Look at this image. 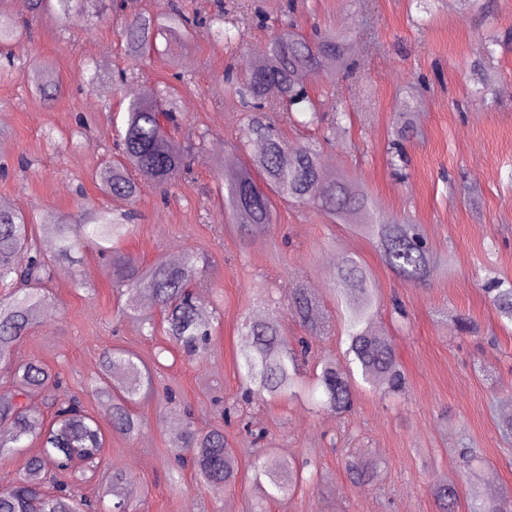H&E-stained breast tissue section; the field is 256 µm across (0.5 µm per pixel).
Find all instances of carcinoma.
I'll use <instances>...</instances> for the list:
<instances>
[{
  "mask_svg": "<svg viewBox=\"0 0 512 512\" xmlns=\"http://www.w3.org/2000/svg\"><path fill=\"white\" fill-rule=\"evenodd\" d=\"M34 17L46 16L67 31L91 19L105 20L108 12L123 16L118 31L126 56L131 59L159 51L157 40L187 41L205 27L214 40L231 39V28L241 21L216 0L209 13L200 12L193 0H167L155 10L125 11L123 0H29ZM23 38V29L11 13L8 0H0V82L13 77V47ZM355 45L341 30L305 33L294 22L282 24L273 32L265 53L242 56L224 70L245 122L240 140L257 141L262 148L233 163L217 174L224 221L238 226L246 235L259 233L274 223L277 200L312 207L338 224H351L378 250L383 263L397 275L411 281L425 279L432 252L413 224L388 221L374 216L376 204L370 193L351 177L325 172L320 144L291 142L285 130L266 119L265 109L278 112L289 127L320 126L323 140L336 138L341 110L325 122V100L303 81L305 76L322 73H349L354 64ZM31 85L43 99L51 101L61 86L46 63L34 67ZM179 93L170 86L145 89L131 98L125 108L121 129L117 130L115 153L96 172L101 193L116 202L113 207H90L82 223L71 224L60 217L37 219L25 213L0 207V287L21 284L0 299V365L11 370L13 390L0 395V457H9L32 443L38 452L28 459L26 473L7 481L0 491V512H137V506L123 497L127 475L112 473V489H104L96 501L77 495L74 487L60 483L46 487L52 468L68 470L76 460L87 464L100 461L105 436L99 424L83 410L79 397L59 398L62 382L35 362L15 360L16 347L36 314L50 304L43 283L52 279L56 268L75 262L84 240H90L98 255L106 260L112 284L126 288L125 314L153 335L157 324L169 341L185 354L201 357L212 342L215 312L203 309L197 289L205 287L200 263L206 258L185 254L169 264L161 259L144 263L120 250L121 243L134 235L138 211L135 204L144 187L164 189L190 171L191 157L179 135L189 123L178 105ZM48 234L54 249L47 253L38 244ZM333 296L345 326L348 348L345 361L324 356L318 361L322 410L337 416L354 409L355 375L385 396H400L407 389L406 377L392 341L374 330L380 301L372 272L357 257L346 256L336 269ZM490 302L502 320L512 322V282L492 280ZM149 295L157 311L143 309L139 296ZM292 314L314 337L325 327L315 293L297 285L291 295ZM161 322H156V317ZM245 342L238 351L239 391L224 407V422L234 420L247 428L253 441L264 438V431L245 420L242 409L270 399L292 396L302 385L301 361L309 355V345L285 338L274 318H251L245 324ZM115 372L126 380L115 395L108 386ZM31 389L49 391V406L55 408L47 420L38 410L26 406L22 397ZM154 389L153 377L133 353L110 349L103 353L98 395L109 415L112 431L128 438L140 430L132 406ZM169 404L182 418V431L176 447V460L196 473L200 491L221 495L224 487L240 478L237 450L221 428H200L191 410L176 394L167 393ZM346 473L351 484L363 487L374 481L378 463L371 457L353 456ZM303 476L273 457L257 458L252 466V488L269 501H280L293 494ZM116 498L104 510L107 495ZM438 512H455L460 498L454 483L431 490ZM470 497L480 502L476 512H512V497L487 500L482 496L478 475L472 474Z\"/></svg>",
  "mask_w": 512,
  "mask_h": 512,
  "instance_id": "obj_1",
  "label": "carcinoma"
}]
</instances>
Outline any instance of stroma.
Masks as SVG:
<instances>
[{
    "label": "stroma",
    "mask_w": 512,
    "mask_h": 512,
    "mask_svg": "<svg viewBox=\"0 0 512 512\" xmlns=\"http://www.w3.org/2000/svg\"><path fill=\"white\" fill-rule=\"evenodd\" d=\"M478 5L465 11L460 0H435L425 15L414 0H300L295 16L303 30L342 29L356 44L353 74L308 79L327 91L326 111L351 114L336 140L323 145L322 161L327 171L346 172L367 187L389 216L418 224L430 248L450 256L419 283L393 274L349 225L309 207L278 202L274 223L250 239L223 223L214 176L242 154L243 114L222 75L240 55H261L268 33L245 21L229 48L203 33L172 43L189 77L179 104L195 132L193 164L167 198L145 189L136 232L124 249L147 263L204 254V303L221 321L207 353L189 357L121 317L124 300L92 247L55 272L48 288L53 303L23 336L19 357L61 376L103 427L107 411L95 390L103 352L128 349L154 376V392L134 408L143 421L140 433L132 439L107 433L102 465L78 483L82 496L95 497L120 470L140 512H438L430 488L463 481L457 450L464 443L485 459L484 496H512V438L499 430L512 414V324L500 321L483 291L487 272L512 281V0ZM13 14L30 22L31 40L16 47L14 76L0 83V128L8 132L0 146V167L8 169L0 176V199L27 214L75 220L104 201L93 175L109 157L114 129L101 105L171 82L173 71L159 57L138 61L140 79L115 92V70L132 63L112 23L63 36L28 9ZM33 54L51 64L62 86L56 100L31 92ZM395 141L405 154L400 172L389 163ZM22 156L30 170L20 168ZM347 253L373 274L383 306L378 326L395 344L407 395L392 400L360 385L354 411L342 420L317 411L304 390L254 405L247 415L265 428L263 447L293 467L315 461L328 477L325 491L306 485L285 502L262 505L241 484L220 496L200 492L192 468L175 467L177 419L166 389L191 407L196 425H223L241 466H249L250 436L241 425L224 426L221 416L238 388L243 318L274 315L285 336L303 335L290 312L292 286L316 289L323 312L335 315L334 274L326 260ZM76 278L83 287H73ZM395 302L402 315L390 314ZM459 314L471 316L477 332L457 331ZM351 455L378 457V479L351 485L345 473Z\"/></svg>",
    "instance_id": "35a3bbf8"
}]
</instances>
